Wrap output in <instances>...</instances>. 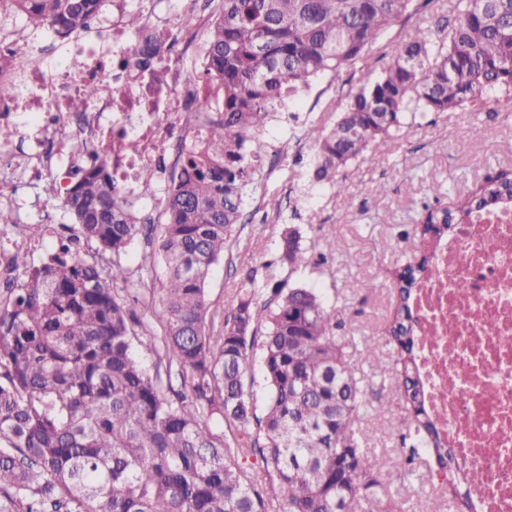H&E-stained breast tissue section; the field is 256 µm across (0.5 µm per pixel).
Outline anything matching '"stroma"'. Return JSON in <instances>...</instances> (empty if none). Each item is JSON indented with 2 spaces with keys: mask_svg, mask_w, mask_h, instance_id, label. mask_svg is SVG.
<instances>
[{
  "mask_svg": "<svg viewBox=\"0 0 512 512\" xmlns=\"http://www.w3.org/2000/svg\"><path fill=\"white\" fill-rule=\"evenodd\" d=\"M360 77L354 66L312 81L296 116L282 111L267 124L266 158L243 203L244 222L208 276L206 321L213 331L223 329L245 278L259 287L288 279L321 291L337 336L376 338L370 353L349 354L364 386L356 425L367 433L387 512H427L429 480L440 469L433 458L412 455L413 436L394 426L406 409L396 354L384 339L392 272L410 257L406 235L420 223L424 205H449L489 173L512 166V113L496 111L484 98L453 112L417 114L412 125L379 143L372 161L350 166L344 189L311 187L314 148L303 131L312 123L332 124V105L346 101ZM272 199L280 203L279 215L270 212ZM288 224L306 241L336 239V254L312 256L306 268L288 273L276 262ZM103 260L104 270L117 261L132 279L149 268L156 289L165 279L162 259L140 238L120 259L107 254ZM407 456L412 464L401 466Z\"/></svg>",
  "mask_w": 512,
  "mask_h": 512,
  "instance_id": "1",
  "label": "stroma"
}]
</instances>
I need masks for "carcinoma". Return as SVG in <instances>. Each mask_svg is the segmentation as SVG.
Returning a JSON list of instances; mask_svg holds the SVG:
<instances>
[{"label":"carcinoma","mask_w":512,"mask_h":512,"mask_svg":"<svg viewBox=\"0 0 512 512\" xmlns=\"http://www.w3.org/2000/svg\"><path fill=\"white\" fill-rule=\"evenodd\" d=\"M8 13L67 33L86 26L100 0H0ZM221 18L209 34V80L224 111L207 136L177 158L180 174L163 210L156 250L167 267L159 304L143 320L128 301L145 299L147 278L133 281L116 261L104 276L62 246L39 266L12 258L23 278L0 309V512H383L380 482L366 441L355 428L362 379L348 361L354 339L336 336L316 288L277 282L258 306L254 280L242 284L224 330H205V284L237 224L271 113L305 94L310 80L367 62L379 38L424 10L437 21L408 34L381 70L367 69L332 126L310 124L315 145L312 185L338 177L417 112H452L494 94L512 112V0H456L448 16L439 0H217ZM157 38L139 53L161 58ZM84 86L70 98L81 112L97 97ZM101 157L67 192L65 211L81 235L116 259L141 234ZM512 200V167L496 170L452 207L424 206V227L412 250L440 227L464 223L483 208ZM336 239L305 246L284 229L279 263L294 273L314 252L336 253ZM429 266L423 257L396 277L397 299L387 343L401 356L407 415L427 455L448 465L453 449L427 408L410 306ZM162 328L154 333L152 324ZM269 393L256 414L246 377L254 349ZM179 366L149 368L147 355ZM233 425L231 442L211 422ZM328 433L327 447L320 431ZM258 455L262 483L239 458Z\"/></svg>","instance_id":"obj_1"}]
</instances>
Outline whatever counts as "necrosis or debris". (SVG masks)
Listing matches in <instances>:
<instances>
[{
    "label": "necrosis or debris",
    "instance_id": "obj_1",
    "mask_svg": "<svg viewBox=\"0 0 512 512\" xmlns=\"http://www.w3.org/2000/svg\"><path fill=\"white\" fill-rule=\"evenodd\" d=\"M139 2L144 33L167 44L164 58L137 62V37L124 26ZM164 0H102L90 25L78 34L41 28L42 43L28 41L19 24L0 34V81L15 84L21 100H0V124L16 128L15 141L0 143V164L33 177L66 178L112 156V177L128 206L153 212L166 201L179 148L197 142L204 121L187 123L190 109L206 97L211 111L224 107L207 82L206 36L218 15L207 0H184L186 26ZM29 55L53 51L64 57L76 81L97 86L89 108L65 111V84L53 69H29L15 43ZM134 136L137 154L121 152V136ZM155 174L145 188L140 172ZM59 208L44 203L43 231L33 237L0 227V275L14 252H36L66 239ZM415 332L426 404L454 450L460 469L478 471L469 488L478 512H512V206L477 213L440 246L416 291Z\"/></svg>",
    "mask_w": 512,
    "mask_h": 512
}]
</instances>
